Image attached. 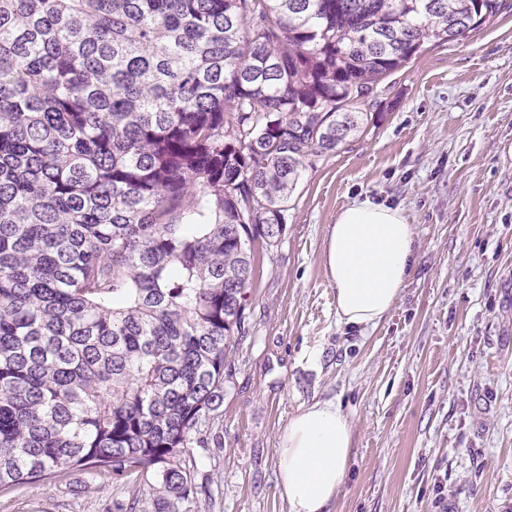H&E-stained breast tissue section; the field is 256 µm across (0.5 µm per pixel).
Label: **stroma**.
I'll return each instance as SVG.
<instances>
[{
    "mask_svg": "<svg viewBox=\"0 0 512 512\" xmlns=\"http://www.w3.org/2000/svg\"><path fill=\"white\" fill-rule=\"evenodd\" d=\"M381 86L367 132L306 168L278 245L258 249L248 333L231 358L217 441L181 458L207 494L180 512H289L278 437L333 400L353 428L330 512H512V0ZM370 201L415 229L400 297L375 327L336 316L329 224ZM158 512L138 477L69 472L0 491V512Z\"/></svg>",
    "mask_w": 512,
    "mask_h": 512,
    "instance_id": "obj_1",
    "label": "stroma"
}]
</instances>
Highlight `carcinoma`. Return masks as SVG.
Wrapping results in <instances>:
<instances>
[{"label":"carcinoma","mask_w":512,"mask_h":512,"mask_svg":"<svg viewBox=\"0 0 512 512\" xmlns=\"http://www.w3.org/2000/svg\"><path fill=\"white\" fill-rule=\"evenodd\" d=\"M504 0H0V488L205 491L253 249L359 105Z\"/></svg>","instance_id":"cac0c4a2"}]
</instances>
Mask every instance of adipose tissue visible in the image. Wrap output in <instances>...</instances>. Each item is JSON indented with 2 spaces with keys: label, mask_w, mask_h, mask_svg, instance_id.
<instances>
[{
  "label": "adipose tissue",
  "mask_w": 512,
  "mask_h": 512,
  "mask_svg": "<svg viewBox=\"0 0 512 512\" xmlns=\"http://www.w3.org/2000/svg\"><path fill=\"white\" fill-rule=\"evenodd\" d=\"M414 229L401 210L368 201L342 210L324 249L341 322L375 326L400 296L414 257ZM352 426L334 401L301 407L279 436V489L289 512H327L351 456Z\"/></svg>",
  "instance_id": "adipose-tissue-1"
}]
</instances>
